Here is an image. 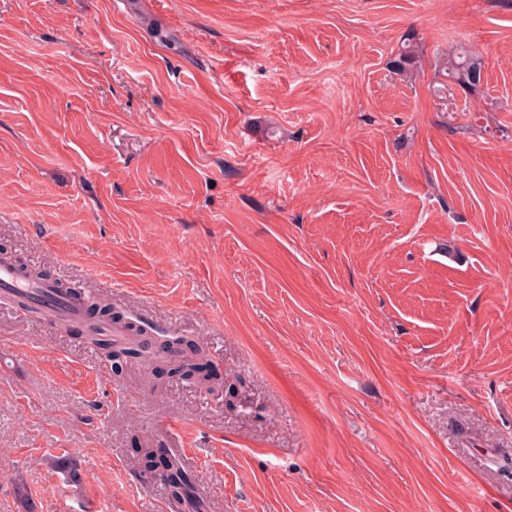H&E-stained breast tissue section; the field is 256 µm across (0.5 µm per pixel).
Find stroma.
<instances>
[{"label":"stroma","instance_id":"35a3bbf8","mask_svg":"<svg viewBox=\"0 0 512 512\" xmlns=\"http://www.w3.org/2000/svg\"><path fill=\"white\" fill-rule=\"evenodd\" d=\"M0 254L236 391L0 297V512H512V0H0ZM448 77L452 81L469 90L476 92L482 83L481 68L469 60L453 61L448 65ZM137 466L140 476L141 468H158L163 466V471L156 473L152 470H145L143 478L162 482L167 497L173 503L183 507L184 512H204V502L195 495V476L183 463L173 455V458L163 459L158 457L155 448H136ZM155 474V475H154Z\"/></svg>","mask_w":512,"mask_h":512}]
</instances>
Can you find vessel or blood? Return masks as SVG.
<instances>
[{"mask_svg":"<svg viewBox=\"0 0 512 512\" xmlns=\"http://www.w3.org/2000/svg\"><path fill=\"white\" fill-rule=\"evenodd\" d=\"M0 291H24L40 298L51 309L56 324L62 325L80 317L81 299L70 289L56 288L53 280L34 283L25 278L15 260L0 256Z\"/></svg>","mask_w":512,"mask_h":512,"instance_id":"b4317fda","label":"vessel or blood"}]
</instances>
